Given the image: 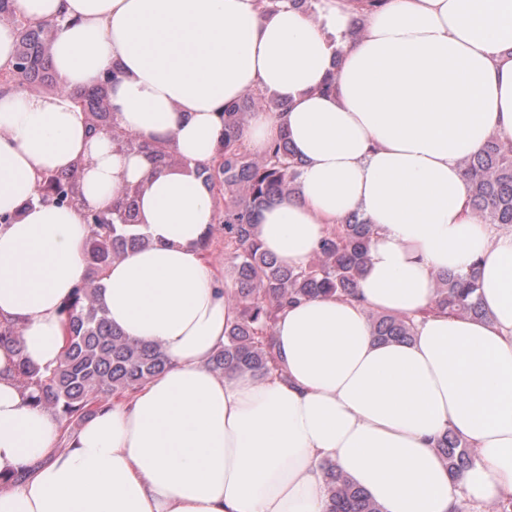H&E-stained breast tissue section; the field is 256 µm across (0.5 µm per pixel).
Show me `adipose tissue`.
<instances>
[{
	"instance_id": "obj_1",
	"label": "adipose tissue",
	"mask_w": 512,
	"mask_h": 512,
	"mask_svg": "<svg viewBox=\"0 0 512 512\" xmlns=\"http://www.w3.org/2000/svg\"><path fill=\"white\" fill-rule=\"evenodd\" d=\"M364 3L319 0L315 23L259 0H14L65 20L51 53L67 93L0 92V321L22 330L21 354L0 348V512H327L328 462L381 512H456L461 486L512 496V233L473 213L462 169L489 138L512 145V0ZM108 71L115 124L179 166L88 134L69 93ZM255 88L287 109L253 113L244 139L287 138L301 162L298 193L261 214L262 249L298 269L350 213L374 228L354 297L289 305L271 330L283 372L262 378L211 367L236 312L200 247L217 212L197 174L218 112ZM71 169L85 207L140 189L149 243L112 262L97 301L168 366L67 435L16 364L64 354L89 227L84 208L39 202L38 180ZM472 267L487 318L434 312L438 273ZM374 312L418 317L414 336L375 339ZM449 431L472 452L459 481L435 450Z\"/></svg>"
}]
</instances>
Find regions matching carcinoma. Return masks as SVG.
I'll return each mask as SVG.
<instances>
[{
  "label": "carcinoma",
  "instance_id": "obj_1",
  "mask_svg": "<svg viewBox=\"0 0 512 512\" xmlns=\"http://www.w3.org/2000/svg\"><path fill=\"white\" fill-rule=\"evenodd\" d=\"M286 2L296 9L315 10L316 0H260L264 11ZM31 22L16 19L15 53L32 50ZM224 125V141L208 167H220V185L206 182L216 200H224L219 230L224 234L225 258L233 273L227 297L237 310L226 330L224 349L213 359V370L229 369L257 376L282 371L271 329L278 314L301 298L322 295L352 297L369 257L374 234L371 224L354 213L328 230L317 262L293 269L263 251L254 234L260 213L269 205L295 193L299 162L287 139L273 143L261 161L250 159L242 131L246 113L242 102L224 106L218 113ZM470 185L469 204L486 224L512 227V148L490 139L476 154L463 161ZM86 253L93 267L87 280L122 257L143 246L147 237L132 232L130 224H91ZM478 270L462 274L449 270L437 279L436 307L450 315L481 319L486 316L477 290ZM65 325V349L60 364L42 371L18 358L21 384L31 390L38 406L52 410L64 428L91 416L102 403L127 397L163 372L168 359L158 344L140 345L112 328L96 300V289L78 288L61 310ZM373 335L380 341H406L415 324L408 317L371 316ZM0 346L21 353V331L0 322ZM451 476L462 477L470 463L466 445L451 432L436 444ZM329 512H380L378 505L356 487L336 466L325 465Z\"/></svg>",
  "mask_w": 512,
  "mask_h": 512
}]
</instances>
